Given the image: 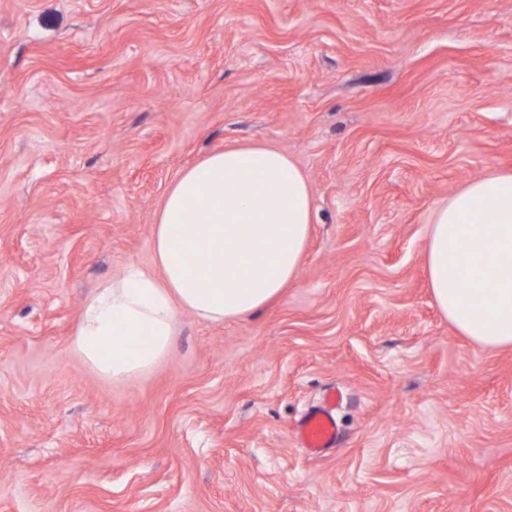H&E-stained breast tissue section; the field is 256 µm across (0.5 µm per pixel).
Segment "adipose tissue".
Returning <instances> with one entry per match:
<instances>
[{
    "instance_id": "1",
    "label": "adipose tissue",
    "mask_w": 512,
    "mask_h": 512,
    "mask_svg": "<svg viewBox=\"0 0 512 512\" xmlns=\"http://www.w3.org/2000/svg\"><path fill=\"white\" fill-rule=\"evenodd\" d=\"M312 222L311 188L284 152L242 144L206 155L163 198L153 270L129 267L84 303L76 352L114 382L148 373L169 354L179 313L221 322L278 297L298 277ZM425 263L433 299L459 334L512 346V172L472 179L436 207ZM142 332L150 346H130Z\"/></svg>"
}]
</instances>
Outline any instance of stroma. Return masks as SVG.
I'll list each match as a JSON object with an SVG mask.
<instances>
[{"instance_id": "obj_1", "label": "stroma", "mask_w": 512, "mask_h": 512, "mask_svg": "<svg viewBox=\"0 0 512 512\" xmlns=\"http://www.w3.org/2000/svg\"><path fill=\"white\" fill-rule=\"evenodd\" d=\"M247 143L310 184L297 279L99 377L84 302L151 266L180 172ZM496 171L512 0H0V512H512V347L455 331L424 257ZM340 399L338 391L329 390L321 402L308 409L299 420L295 439L309 455L320 456L335 447L338 434L335 411Z\"/></svg>"}]
</instances>
